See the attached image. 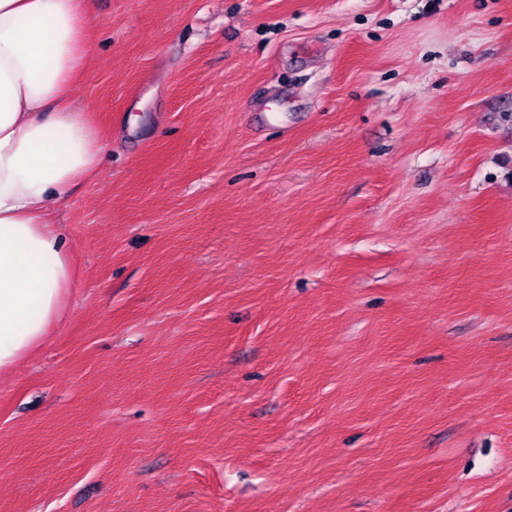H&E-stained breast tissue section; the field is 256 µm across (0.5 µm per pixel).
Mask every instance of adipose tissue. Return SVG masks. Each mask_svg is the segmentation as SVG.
Returning a JSON list of instances; mask_svg holds the SVG:
<instances>
[{"label":"adipose tissue","instance_id":"obj_1","mask_svg":"<svg viewBox=\"0 0 512 512\" xmlns=\"http://www.w3.org/2000/svg\"><path fill=\"white\" fill-rule=\"evenodd\" d=\"M88 26L85 0H0V375L49 336L73 285L57 209L104 151L68 94Z\"/></svg>","mask_w":512,"mask_h":512}]
</instances>
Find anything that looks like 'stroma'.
<instances>
[{"mask_svg": "<svg viewBox=\"0 0 512 512\" xmlns=\"http://www.w3.org/2000/svg\"><path fill=\"white\" fill-rule=\"evenodd\" d=\"M86 7L0 512H512V0Z\"/></svg>", "mask_w": 512, "mask_h": 512, "instance_id": "stroma-1", "label": "stroma"}]
</instances>
